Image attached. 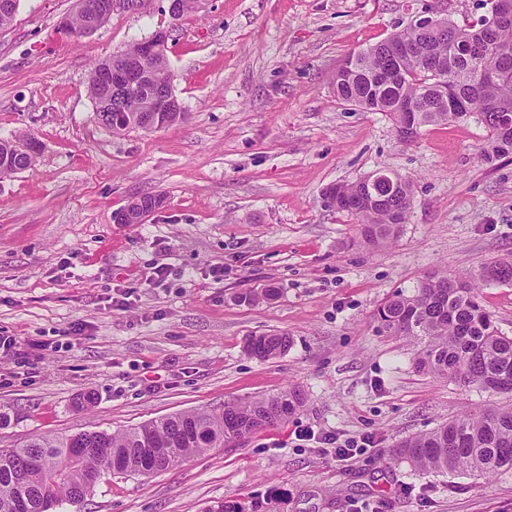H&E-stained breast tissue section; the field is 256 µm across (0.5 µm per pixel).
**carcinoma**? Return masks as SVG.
I'll use <instances>...</instances> for the list:
<instances>
[{"mask_svg": "<svg viewBox=\"0 0 512 512\" xmlns=\"http://www.w3.org/2000/svg\"><path fill=\"white\" fill-rule=\"evenodd\" d=\"M488 19L484 15L466 27L450 21L442 33L406 26L350 53V69L336 75V96L385 112L394 122L400 104L412 103L419 128L475 114L487 131L481 157L490 162L512 155V23L492 27ZM460 44L479 46V62L456 53ZM131 52L130 46L91 68L88 89L96 116L114 133L178 124L174 113L151 128L136 119L149 99L146 85H97L100 71L118 65ZM433 55L448 61V86L456 100L448 112L436 106L440 73L428 63ZM113 105L124 106L128 113L112 111ZM33 164L11 149L9 140H0V170L13 175ZM336 195L332 209L350 215L359 242L372 248L398 236L412 206L406 180L394 194L379 199L356 182L340 184ZM488 283H512V260H496L453 281L438 272L423 278L413 292H397L380 307V329L420 344L418 368L438 379L512 394V337L498 330L479 301L478 289ZM289 345L287 335L268 334L249 337L245 349L270 359L286 353ZM303 402L301 390L290 387L267 397L228 402L219 413L188 411L113 433L39 436L20 448L0 451V512H47L50 499L82 502L105 474L140 475L152 467L166 471L195 454L241 442L264 426L286 420ZM395 455L422 473L486 476L512 471V406L457 416L404 439Z\"/></svg>", "mask_w": 512, "mask_h": 512, "instance_id": "cac0c4a2", "label": "carcinoma"}]
</instances>
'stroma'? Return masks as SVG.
I'll return each instance as SVG.
<instances>
[{
	"mask_svg": "<svg viewBox=\"0 0 512 512\" xmlns=\"http://www.w3.org/2000/svg\"><path fill=\"white\" fill-rule=\"evenodd\" d=\"M168 5L117 8L74 40L56 28L76 0H19L0 30V138L41 144L31 168L0 178V336L17 341L0 356V450L296 385L305 401L287 422L151 476L106 477L52 512H512V471L422 474L393 459L403 439L512 398L419 370L418 345L377 321L428 274L512 259V155L482 160L473 117L401 142L389 116L334 86L350 52L417 13L462 26L483 0H205L179 19ZM158 30L188 119L112 133L87 91L91 65ZM380 168L410 182L413 204L373 250L324 191ZM142 195L163 203L145 223H114ZM263 288L276 297L242 302ZM479 295L512 336V284ZM74 329L79 344L57 347ZM264 333L287 334L288 351L247 354ZM326 434L371 445L341 462Z\"/></svg>",
	"mask_w": 512,
	"mask_h": 512,
	"instance_id": "1",
	"label": "stroma"
}]
</instances>
